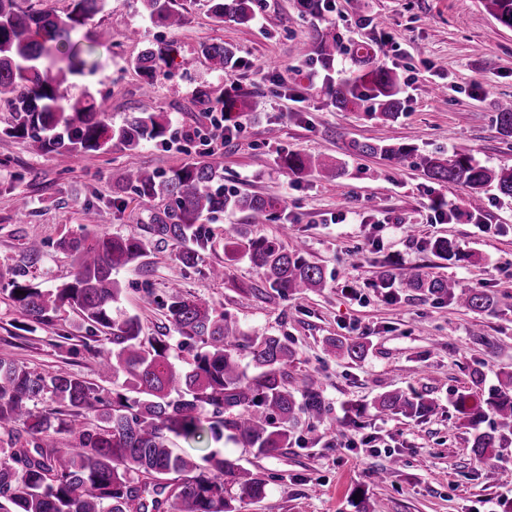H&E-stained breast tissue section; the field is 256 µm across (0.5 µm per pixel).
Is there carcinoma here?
<instances>
[{
	"label": "carcinoma",
	"mask_w": 512,
	"mask_h": 512,
	"mask_svg": "<svg viewBox=\"0 0 512 512\" xmlns=\"http://www.w3.org/2000/svg\"><path fill=\"white\" fill-rule=\"evenodd\" d=\"M61 17L52 10H24L18 0H0V105L13 112L14 121L0 136L25 139L37 150L64 161L99 152L118 144L135 151L147 143L165 140L168 122L144 107L115 127L90 92L72 100L61 91L69 75L93 73L99 67L97 47L103 33L88 44L70 45L58 57L48 43L66 40L73 31L104 11L111 0H71ZM151 21L178 28L184 15L181 0H143ZM215 23L246 24L253 19V0H203ZM298 9L320 17L331 9V0H296ZM485 7L502 25L512 28V0H485ZM344 50V37L335 26L314 31L307 54L325 71L332 70L336 54ZM201 54L219 71L237 64L233 45L213 42ZM178 54L172 43L146 46L134 61L149 93L166 78ZM354 69L338 83L326 82L330 102L340 111L365 103L385 121L397 120L403 111L397 74L381 65L378 48L356 43L351 51ZM204 103L223 108L224 116L246 106L239 94L204 88ZM500 133L512 137V101L500 105ZM351 148L361 155H379L402 167L412 155L408 145L355 141ZM427 176L443 184L468 190V206L479 211L491 188L512 198V169L497 171L480 165L469 154L424 160ZM281 165L291 175L317 174L337 180L343 164L321 155L288 151ZM224 173L201 158L168 172L129 168L122 175L125 187L139 197L165 201L169 220L154 232L181 246L179 260L186 267L203 261L210 239L199 221L205 215L227 210L246 214L247 225L267 224L284 208L283 199L248 193L226 194L217 183ZM73 257L72 278L54 288L41 289L24 281L11 283L10 295L32 322L46 324L50 314L68 307L77 311L93 341L101 342L102 370L112 373L113 388L106 389L65 369L42 374L0 355V427L26 425L25 435L12 447L0 448V512H238L236 503L266 496V479L239 460L212 451L197 462L171 447L172 440L208 433L219 442L228 437L270 456L288 447V429L301 416L320 419L325 405L313 377L300 390L288 386V365L295 351L278 336L247 337L227 315L207 301L190 298L182 289H169L162 302L166 319L183 345L198 347L191 362L178 366L166 337L142 335L137 316L118 311L122 294L115 275L143 254L142 241L134 236L93 237L80 233L60 242ZM442 259L459 256L454 241L440 237L429 243ZM224 250L249 260L264 286L288 293L321 288L324 274L309 262L301 245L288 249L279 240L256 235L233 225ZM430 296L450 297L475 313L494 306L493 298L478 288H460L441 277L420 273L398 274L387 265L377 286L394 281ZM21 294H16V291ZM328 346L361 358L364 343L331 338ZM248 349L255 373L241 365L239 351ZM484 374H471V387L458 394L456 406L475 430L472 453L483 458L501 447L512 434V382L484 391ZM50 395L66 407L65 417L36 415L32 406ZM380 412L420 417L432 409L422 394H382L375 404ZM493 426L479 430L488 413ZM98 415L99 422H89ZM65 432L71 446L58 448L51 436Z\"/></svg>",
	"instance_id": "carcinoma-1"
}]
</instances>
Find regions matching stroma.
Listing matches in <instances>:
<instances>
[{
    "label": "stroma",
    "mask_w": 512,
    "mask_h": 512,
    "mask_svg": "<svg viewBox=\"0 0 512 512\" xmlns=\"http://www.w3.org/2000/svg\"><path fill=\"white\" fill-rule=\"evenodd\" d=\"M185 7L184 25L169 30L151 23L142 0H112L87 23L107 36L99 71L66 82L71 94L89 90L116 125L144 106L162 113L165 145L130 152L116 144L65 167L27 141L0 139V353L33 371L62 367L111 387L83 344L86 324L78 312L62 308L31 332L9 296L21 274L42 289L71 278L73 259L58 243L77 232L91 209L97 221L87 225L89 233L135 235L145 243L144 256L118 274V306L139 318L143 335H169L159 303L177 284L228 313L248 335L286 338L296 351L290 385L302 387L310 376L319 383L324 419L302 418L280 454L257 457L207 434L178 441L193 459L218 449L265 474L266 497L241 502L240 512H503L512 506V485L499 474L512 469V438L475 458L473 431L455 399L469 387L471 370H482L490 386L512 376V198L489 192L482 211L472 212L465 189L434 183L420 158L457 151L492 169L512 167V137L497 124L500 104L512 100V29L488 13L484 0H332L320 18L299 13L295 0H257L246 26L217 25L201 0ZM328 24L343 32L345 45L381 47V62L402 87L397 122H383L364 107L340 112L330 105L324 71L302 53L314 29ZM157 41L174 43L179 53L147 97L133 62ZM216 41L235 46L233 70L213 71L201 55V43ZM207 85L248 99L232 118L231 139L218 147L203 138L214 107L195 98ZM271 127L278 128L277 139H269ZM354 140L410 145L415 156L396 168L351 154ZM290 150L335 159L345 174L333 181L295 178L278 164ZM203 153L223 167L225 192L287 198L286 211L255 231L302 242L305 257L324 272V288L304 294L262 288L247 259H228L225 232L244 223L240 212L204 218L210 246L194 268L181 264L174 242L151 233L166 204L122 188L123 171H168ZM22 197L30 202L23 214L17 210ZM439 237L455 241L462 259L436 257L427 244ZM31 240L42 244L34 259L25 249ZM386 263L399 273L428 272L486 290L498 304L474 313L397 284L379 288ZM216 264L223 265V278L210 275ZM331 337L363 342L364 357L328 352ZM387 391L423 394L434 409L417 419L377 413L372 403ZM348 439L353 450H342Z\"/></svg>",
    "instance_id": "stroma-1"
}]
</instances>
